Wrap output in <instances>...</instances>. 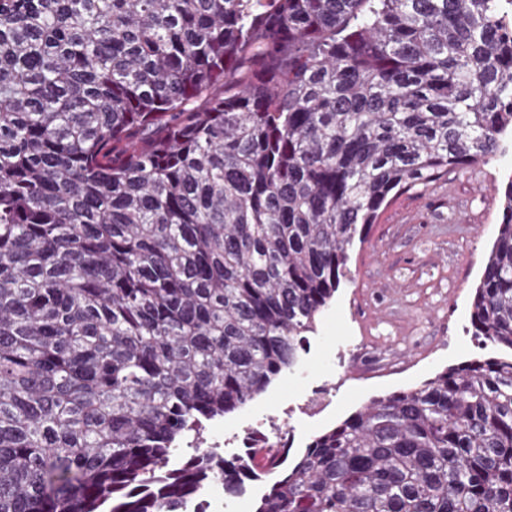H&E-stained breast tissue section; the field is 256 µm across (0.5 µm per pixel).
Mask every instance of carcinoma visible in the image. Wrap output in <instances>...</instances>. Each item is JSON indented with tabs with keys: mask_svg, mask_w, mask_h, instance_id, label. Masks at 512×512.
Instances as JSON below:
<instances>
[{
	"mask_svg": "<svg viewBox=\"0 0 512 512\" xmlns=\"http://www.w3.org/2000/svg\"><path fill=\"white\" fill-rule=\"evenodd\" d=\"M512 0H0V512H512V359L289 449L193 428L297 363L392 192L512 128ZM475 335L512 351V181ZM224 497V488L220 483H213L204 496L195 501L189 508L190 512H244V493ZM232 505L230 508L229 506Z\"/></svg>",
	"mask_w": 512,
	"mask_h": 512,
	"instance_id": "carcinoma-1",
	"label": "carcinoma"
}]
</instances>
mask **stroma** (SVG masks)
<instances>
[{
    "label": "stroma",
    "mask_w": 512,
    "mask_h": 512,
    "mask_svg": "<svg viewBox=\"0 0 512 512\" xmlns=\"http://www.w3.org/2000/svg\"><path fill=\"white\" fill-rule=\"evenodd\" d=\"M512 180V134L502 150L475 174L449 173L446 186L417 195L398 194L381 211L365 243L355 244L349 274L324 312L296 365L242 409L224 418L225 428L248 418L276 421L282 404L301 399L312 387L334 391L331 411L320 420L301 419L290 441L297 458L314 436L335 427L372 398L417 387L446 367L475 358L503 356L502 348L473 336L470 323L475 290L497 236L501 189ZM473 200L476 222L448 223L449 195ZM388 290L403 309L397 329L416 337L411 361L380 371L361 350V294Z\"/></svg>",
    "instance_id": "1"
}]
</instances>
